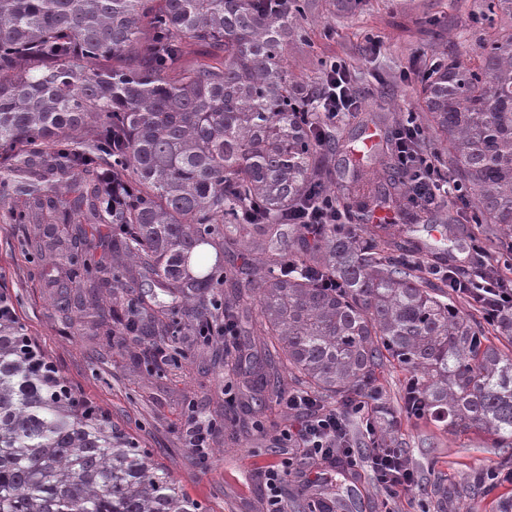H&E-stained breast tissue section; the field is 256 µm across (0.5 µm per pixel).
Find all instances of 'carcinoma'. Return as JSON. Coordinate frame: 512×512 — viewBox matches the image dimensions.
Segmentation results:
<instances>
[{
  "mask_svg": "<svg viewBox=\"0 0 512 512\" xmlns=\"http://www.w3.org/2000/svg\"><path fill=\"white\" fill-rule=\"evenodd\" d=\"M309 0H0V185L10 219L44 226L28 243L49 253L66 281L52 296L66 314L86 289L103 335H196L217 322L215 295L240 302L259 290L262 344L243 406L277 396L288 366L313 392L347 399L396 363L411 373L415 402L456 433L471 428L512 449V356L480 322L445 301L409 258L419 245L395 239L370 212L407 198L409 177L393 147L375 178L356 175L344 209L353 223L299 233V256L282 248L281 215L312 189L327 188L326 154L352 152L330 134L315 144L318 105L305 96L316 76L288 70L283 50L303 37ZM477 63L448 60L425 79L427 121L448 166L475 205L477 224L512 227V0H479ZM147 46L121 67L110 65ZM213 59L169 80L186 41ZM257 202L263 216L236 224ZM261 250L254 281L244 263L224 268L223 225ZM112 261L91 259L88 233ZM336 280L326 288L321 278ZM121 283L131 295L104 310L97 295ZM179 300L155 310L142 288ZM0 512H199L150 453L79 400L26 334L0 293Z\"/></svg>",
  "mask_w": 512,
  "mask_h": 512,
  "instance_id": "cac0c4a2",
  "label": "carcinoma"
}]
</instances>
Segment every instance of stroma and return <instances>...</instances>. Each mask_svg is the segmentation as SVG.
Here are the masks:
<instances>
[{"label":"stroma","mask_w":512,"mask_h":512,"mask_svg":"<svg viewBox=\"0 0 512 512\" xmlns=\"http://www.w3.org/2000/svg\"><path fill=\"white\" fill-rule=\"evenodd\" d=\"M476 10V0H363L353 11L346 0H334L330 10L309 15L307 40L288 41L286 64L296 72L311 62L345 59L363 103L359 120L340 122L338 130L357 141L368 128L385 136L408 115L422 116L425 62L444 52L463 61L478 53ZM404 70L409 73L405 80L399 77ZM36 233V225L11 224L0 216V290L17 296L28 336L79 398L146 448L205 512H260L262 469L277 461L274 438L288 423L286 410L274 401L244 412L239 422L225 414L224 386L241 388L243 375L237 356H225L221 339L203 345L188 338L185 358L155 379L137 364L149 350L148 342L77 330L51 304V290L42 277L44 261L24 250L25 240ZM412 235L436 250L451 251L449 266L460 272L471 268L474 241L494 250L506 238L500 225L460 222L449 206L440 208L431 224L414 227ZM406 378L395 363L378 371L381 401L396 411L400 422L394 428L377 425L375 437L401 449L415 473L408 491L388 500L366 469L353 474L298 449L299 475L284 485V497L309 499L321 491L340 499L343 512H498V503L512 498V484H498L475 497L450 501L441 496L442 488H463L474 473L500 468L502 454L486 433L470 429L451 434L431 419L409 416L404 410ZM192 400L202 403V410L189 413ZM215 418L222 426L212 433L208 458H199L184 443L186 429L191 422ZM350 430L360 455H369L375 437H368L355 418Z\"/></svg>","instance_id":"1"}]
</instances>
